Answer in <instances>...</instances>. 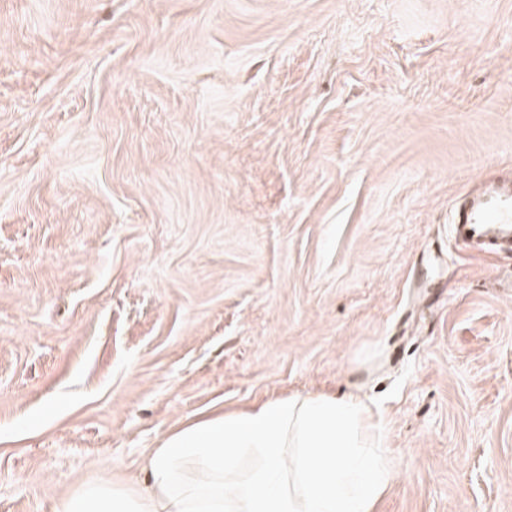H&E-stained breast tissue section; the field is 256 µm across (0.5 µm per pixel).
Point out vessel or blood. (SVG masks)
<instances>
[{"instance_id":"1","label":"vessel or blood","mask_w":512,"mask_h":512,"mask_svg":"<svg viewBox=\"0 0 512 512\" xmlns=\"http://www.w3.org/2000/svg\"><path fill=\"white\" fill-rule=\"evenodd\" d=\"M452 234L463 243L490 248L512 241V181L485 182L457 211Z\"/></svg>"}]
</instances>
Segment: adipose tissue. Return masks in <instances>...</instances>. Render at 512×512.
Returning a JSON list of instances; mask_svg holds the SVG:
<instances>
[{
  "mask_svg": "<svg viewBox=\"0 0 512 512\" xmlns=\"http://www.w3.org/2000/svg\"><path fill=\"white\" fill-rule=\"evenodd\" d=\"M257 465L239 477L243 453ZM147 493L108 480L60 492L55 512H374L393 467L350 395L291 396L191 420L145 459Z\"/></svg>",
  "mask_w": 512,
  "mask_h": 512,
  "instance_id": "adipose-tissue-1",
  "label": "adipose tissue"
}]
</instances>
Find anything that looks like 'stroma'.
<instances>
[{"label":"stroma","instance_id":"stroma-1","mask_svg":"<svg viewBox=\"0 0 512 512\" xmlns=\"http://www.w3.org/2000/svg\"><path fill=\"white\" fill-rule=\"evenodd\" d=\"M499 176L512 0H0V512L336 392L375 512H512V246L451 234Z\"/></svg>","mask_w":512,"mask_h":512}]
</instances>
